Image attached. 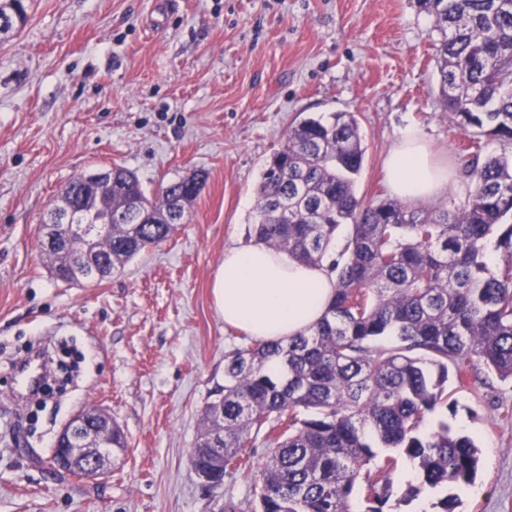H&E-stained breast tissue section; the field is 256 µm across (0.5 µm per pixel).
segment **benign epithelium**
Segmentation results:
<instances>
[{
    "mask_svg": "<svg viewBox=\"0 0 512 512\" xmlns=\"http://www.w3.org/2000/svg\"><path fill=\"white\" fill-rule=\"evenodd\" d=\"M81 208L70 203L63 212H50L40 226L46 244H58L61 236L57 226L77 223ZM97 423L90 424L86 412L73 415L60 429L51 455L55 471L63 475L78 473L83 478L103 474L112 463V416L105 411L96 413Z\"/></svg>",
    "mask_w": 512,
    "mask_h": 512,
    "instance_id": "1",
    "label": "benign epithelium"
}]
</instances>
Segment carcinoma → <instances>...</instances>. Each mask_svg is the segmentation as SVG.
<instances>
[{"label":"carcinoma","mask_w":512,"mask_h":512,"mask_svg":"<svg viewBox=\"0 0 512 512\" xmlns=\"http://www.w3.org/2000/svg\"><path fill=\"white\" fill-rule=\"evenodd\" d=\"M441 34L439 97L458 124L512 140V0H417ZM365 149L357 118L333 112L291 126L256 187L251 237L336 278L321 320L288 341L256 342L224 357V383L210 390L191 458L218 484L251 468V435L265 432L269 456L255 487L258 512H383L402 448L429 487L470 483L473 440L424 416L448 405V375L484 385L483 369L512 380V157L464 167L471 189L453 208L358 197ZM206 176L196 171L148 195L130 170L112 168V195L84 191L76 177L60 200L85 195L86 223L63 238L78 258L98 233L103 262L82 266L98 282L166 241ZM352 228L336 240L343 225ZM498 235L502 260L486 261ZM211 448L224 449L216 465Z\"/></svg>","instance_id":"cac0c4a2"}]
</instances>
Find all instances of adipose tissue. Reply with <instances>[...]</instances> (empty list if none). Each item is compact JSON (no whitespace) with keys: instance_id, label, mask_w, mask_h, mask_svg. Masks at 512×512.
<instances>
[{"instance_id":"ef3b65f1","label":"adipose tissue","mask_w":512,"mask_h":512,"mask_svg":"<svg viewBox=\"0 0 512 512\" xmlns=\"http://www.w3.org/2000/svg\"><path fill=\"white\" fill-rule=\"evenodd\" d=\"M396 197L421 203L448 190V168L425 140L405 129L386 160ZM334 276L262 245L225 250L214 283L217 309L227 327L256 341L285 340L323 316L335 294Z\"/></svg>"}]
</instances>
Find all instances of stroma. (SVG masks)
I'll return each mask as SVG.
<instances>
[{"label": "stroma", "mask_w": 512, "mask_h": 512, "mask_svg": "<svg viewBox=\"0 0 512 512\" xmlns=\"http://www.w3.org/2000/svg\"><path fill=\"white\" fill-rule=\"evenodd\" d=\"M0 43V512H256L252 469L205 487L190 466L224 357L249 345L216 312L228 247L252 246L255 189L293 122L351 112L366 148L358 197H389L384 161L411 127L458 170L512 156V142L464 133L438 95L440 34L416 0H26ZM119 165L147 193L202 170L207 179L170 238L98 283L51 275L38 227L74 177ZM49 346L79 363L73 387L35 405L14 395L12 362ZM103 409L126 435L94 479L48 466L81 410ZM479 448L477 476L448 490L392 476L383 512H512V383L448 386L425 416ZM418 495H411V488Z\"/></svg>", "instance_id": "1"}]
</instances>
